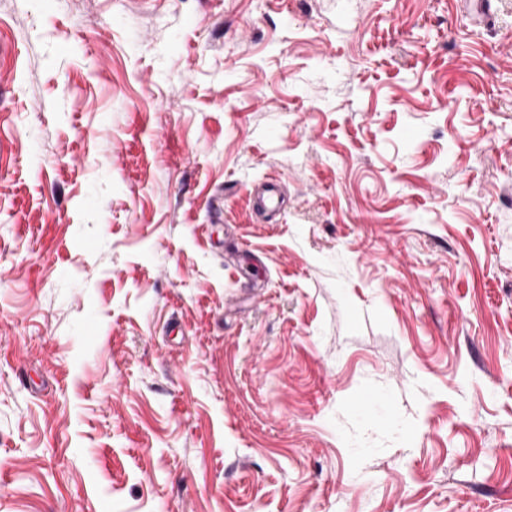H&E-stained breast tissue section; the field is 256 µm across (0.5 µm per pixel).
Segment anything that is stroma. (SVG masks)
Wrapping results in <instances>:
<instances>
[{"label": "stroma", "mask_w": 512, "mask_h": 512, "mask_svg": "<svg viewBox=\"0 0 512 512\" xmlns=\"http://www.w3.org/2000/svg\"><path fill=\"white\" fill-rule=\"evenodd\" d=\"M0 512H512V0H0Z\"/></svg>", "instance_id": "1"}]
</instances>
